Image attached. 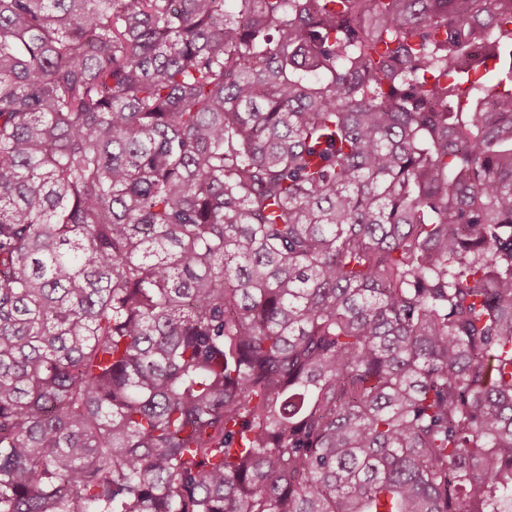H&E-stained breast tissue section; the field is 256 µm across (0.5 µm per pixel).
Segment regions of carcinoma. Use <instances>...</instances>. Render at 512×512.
<instances>
[{"label":"carcinoma","instance_id":"1","mask_svg":"<svg viewBox=\"0 0 512 512\" xmlns=\"http://www.w3.org/2000/svg\"><path fill=\"white\" fill-rule=\"evenodd\" d=\"M512 0H0V512H512Z\"/></svg>","mask_w":512,"mask_h":512}]
</instances>
